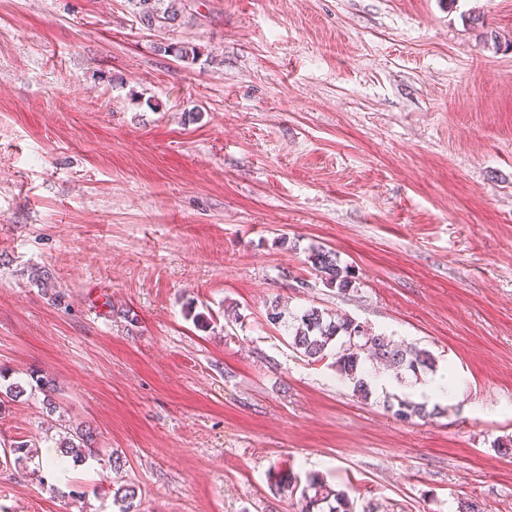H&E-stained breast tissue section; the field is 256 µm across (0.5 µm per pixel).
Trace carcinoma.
Wrapping results in <instances>:
<instances>
[{"label": "carcinoma", "instance_id": "obj_1", "mask_svg": "<svg viewBox=\"0 0 512 512\" xmlns=\"http://www.w3.org/2000/svg\"><path fill=\"white\" fill-rule=\"evenodd\" d=\"M136 17L148 30H166L179 26L188 13V0H135ZM157 49L170 53L184 62H194L199 56V48L191 43H159ZM313 267L322 273L328 285L346 292L353 286L354 276L348 267L340 265L336 253L317 248L308 256ZM267 321L284 327L290 339V345L307 360L317 363L328 357L334 358L332 367L351 384L353 390L367 398L371 395L365 371L364 351L371 352L372 357L396 378L409 372L418 378L423 373L433 370L435 363L432 354L412 344H397L386 335L376 334L361 323L346 316L332 318L325 312L313 307L302 313L285 317L280 306L273 304L267 310ZM31 382L46 398L49 410L57 409L53 395L56 391L55 379L48 374L36 371L30 374ZM396 418L408 422L415 418L423 419L435 415L427 411L426 405L409 400L398 401L394 410ZM9 453L14 455V463L23 465L35 455V444L27 441L10 442ZM61 454L73 461H83L98 452L94 446V437L90 429L79 424L65 429L60 439ZM273 487L278 493L300 491V512H353V503L346 491L329 484L319 475L311 474L305 483H300L298 476L288 471L278 477ZM114 501L122 503V512H133L134 500L138 491L129 484H121L114 489Z\"/></svg>", "mask_w": 512, "mask_h": 512}]
</instances>
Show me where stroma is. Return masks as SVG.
Segmentation results:
<instances>
[{
	"label": "stroma",
	"mask_w": 512,
	"mask_h": 512,
	"mask_svg": "<svg viewBox=\"0 0 512 512\" xmlns=\"http://www.w3.org/2000/svg\"><path fill=\"white\" fill-rule=\"evenodd\" d=\"M194 9L154 32L131 0H0V372L59 390L0 413L39 441L0 512H120L116 480L135 512H297L287 470L355 512H512V0ZM274 302L429 350L452 395L396 419L421 382L374 368L361 399ZM62 423L99 457L48 467ZM308 259L331 287H336L340 292L352 288L354 276L347 266L340 265L335 252L323 248L313 249ZM437 408L432 411H427L425 403H416L409 400H400L398 401L397 409L394 410V415L396 418L408 422L412 421L414 418L423 419L427 417H431L437 412H435Z\"/></svg>",
	"instance_id": "obj_1"
}]
</instances>
